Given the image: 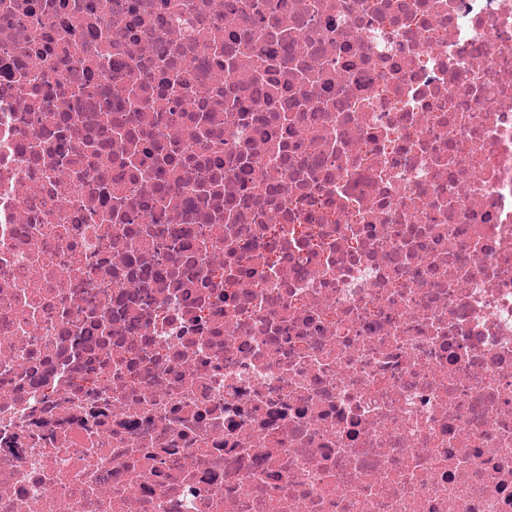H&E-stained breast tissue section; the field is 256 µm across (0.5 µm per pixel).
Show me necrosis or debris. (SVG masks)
Returning <instances> with one entry per match:
<instances>
[{
	"mask_svg": "<svg viewBox=\"0 0 512 512\" xmlns=\"http://www.w3.org/2000/svg\"><path fill=\"white\" fill-rule=\"evenodd\" d=\"M0 512H512V0H0Z\"/></svg>",
	"mask_w": 512,
	"mask_h": 512,
	"instance_id": "4bbe7bcc",
	"label": "necrosis or debris"
}]
</instances>
